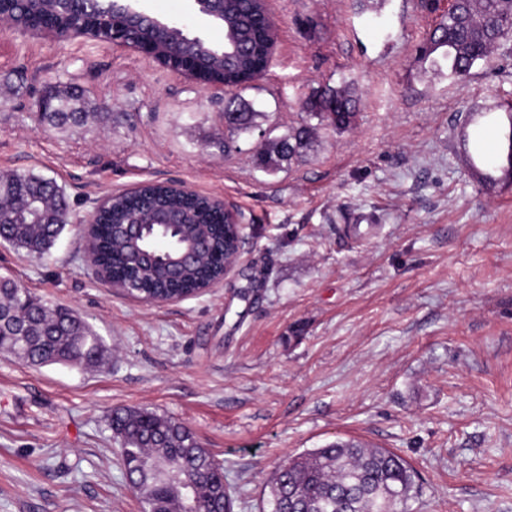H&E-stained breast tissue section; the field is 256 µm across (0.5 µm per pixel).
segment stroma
<instances>
[{
  "mask_svg": "<svg viewBox=\"0 0 512 512\" xmlns=\"http://www.w3.org/2000/svg\"><path fill=\"white\" fill-rule=\"evenodd\" d=\"M450 3L269 0L277 48L239 93L267 137L319 85L360 97L351 128L317 126L275 173L254 164L256 136L218 146L234 89L93 38L0 31V171L53 178L70 206L49 256L0 244V276L74 308L112 348L88 370L0 351V512H141L116 408L189 427L223 463L233 512H265L279 465L349 439L413 466L411 512H512V197L472 185L454 148L476 107L512 102V38L458 82L418 51ZM146 5L224 42L192 0ZM54 86L85 89L111 120L42 126ZM146 180L242 212V258L221 283L148 304L96 276L88 214ZM112 195H113V193L109 194V195H106V196L102 197L101 199H99L96 202V206L94 207V210L91 212L89 217L86 219V222H85L86 223V225H85V249H86L87 255L90 258L91 262L93 263L94 267H96L97 275L99 276V278L102 281H104L106 284H108L112 288H114V285H113V283H111L110 280H108L106 278H103L99 274L98 268H97V266L95 265V262H94L95 252H94V248H93V234H94L95 225H96V222H97V217L99 215L100 210L104 206L105 202L108 199H110L112 197Z\"/></svg>",
  "mask_w": 512,
  "mask_h": 512,
  "instance_id": "35a3bbf8",
  "label": "stroma"
}]
</instances>
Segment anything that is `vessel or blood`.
Wrapping results in <instances>:
<instances>
[{"mask_svg": "<svg viewBox=\"0 0 512 512\" xmlns=\"http://www.w3.org/2000/svg\"><path fill=\"white\" fill-rule=\"evenodd\" d=\"M512 122V111L498 106L474 113L470 128L459 136L461 164L478 188L500 193L512 187V169L499 165V157L512 152V143L500 139L490 140L486 132L492 128H504Z\"/></svg>", "mask_w": 512, "mask_h": 512, "instance_id": "b4317fda", "label": "vessel or blood"}]
</instances>
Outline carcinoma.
I'll use <instances>...</instances> for the list:
<instances>
[{"label":"carcinoma","instance_id":"carcinoma-1","mask_svg":"<svg viewBox=\"0 0 512 512\" xmlns=\"http://www.w3.org/2000/svg\"><path fill=\"white\" fill-rule=\"evenodd\" d=\"M18 23L43 19L48 5L42 0H5ZM254 4L233 0L224 21L249 17ZM57 28L65 38L83 35L84 27L72 17H58ZM512 36V0H451L448 13L427 35L422 50L428 58L441 53L451 76L467 79L473 65L488 57L494 45ZM243 51L253 60L238 68L231 61L206 60L205 71L215 77L223 70L242 71L241 84L261 58L262 46L246 31L237 35ZM39 112L45 126L59 132L84 127L91 118L109 119L110 112H90L89 100L80 90L52 89ZM358 98L347 84H326L310 93L301 109L327 122L336 131L350 128L357 115ZM259 113L243 98L225 105V125L231 135H251L258 128ZM312 126L302 123L275 139L262 140L255 150L257 161L277 171L283 164L303 157L309 147ZM0 210L13 215V223H0V239L17 250L45 256L67 225L69 206L64 190L55 181L31 170L0 174ZM212 214L202 195L173 187L147 184L137 192L112 199L102 215L99 232V265L113 280L132 284L154 295L176 288L193 292L222 274L219 257L235 248V239L224 234L222 224H200L197 233L207 247L203 258L167 279L141 278L126 265L121 225L151 211ZM190 243L181 227L151 228L141 245L163 259L177 256ZM34 366L65 364L87 368L100 365L108 349L93 327L74 309L53 305L31 294L14 280L0 277V348ZM110 427L121 448V464L131 488L140 496L143 512H185L188 509L164 472L204 482L196 491L206 512H232L233 500L226 488L224 468L201 447L194 433L166 415L148 410L115 409ZM417 474L399 454L385 448H369L354 442H334L304 452L277 468L270 476L269 505L276 512H408V502L418 495Z\"/></svg>","mask_w":512,"mask_h":512}]
</instances>
